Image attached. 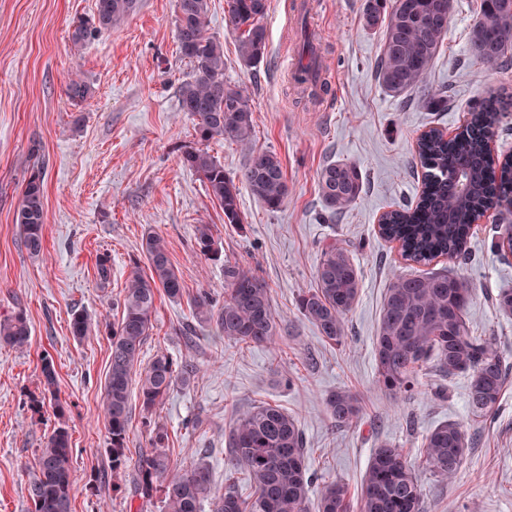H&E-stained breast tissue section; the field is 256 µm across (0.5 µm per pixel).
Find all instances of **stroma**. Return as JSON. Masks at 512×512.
Returning <instances> with one entry per match:
<instances>
[{
    "label": "stroma",
    "instance_id": "1",
    "mask_svg": "<svg viewBox=\"0 0 512 512\" xmlns=\"http://www.w3.org/2000/svg\"><path fill=\"white\" fill-rule=\"evenodd\" d=\"M363 3L269 0L267 53L247 68L239 62L237 33L224 23L226 0H209L210 32L227 61L224 77L249 94L252 151L276 153L289 187L276 209L241 189L242 221L228 224L182 155L208 151L235 179L250 151L225 139L201 140L193 120L178 109L179 88L192 68L178 50L176 0H140L123 25L81 44L71 39L72 22L92 14L95 0H0V317L24 311L32 330L28 346L0 344V512H27L36 451L61 422L71 434L72 512H126L134 472L104 478L110 341L103 330L75 340L70 320L78 310L102 326L120 320L126 279L134 263L143 262L142 239L151 230L165 238L188 298L157 300L141 362L164 352L195 372L177 381L152 414L132 399V452L149 451L148 423L163 425L176 471L204 463L215 491L230 482L242 498H251L248 473L225 466L226 435L247 409L270 403L292 415L303 433L313 492L340 481L356 496L373 448L396 444L417 465L425 436L456 422L472 445L454 478L420 472L426 512H512V376L493 414L477 420L468 404V376L448 379L430 370L412 395H392L376 384L373 352L390 279L421 270L377 228L384 212L414 206L419 198L416 138L431 127L455 134L487 91H512V66L492 70L470 59L468 35L480 0H453L444 46L425 79L448 105L427 111L417 94L395 96L378 82L383 29L365 27ZM307 41L324 66L313 91L291 79ZM77 75L91 87L80 102L65 94ZM337 161L357 167L362 191L332 217L322 209L317 174ZM37 166L44 172L47 221L44 250L33 257L21 242L15 212ZM199 224L211 225L222 260L200 256L194 239ZM503 229V221L487 218L475 225L465 259L440 258L431 267L469 281L473 333L494 337L512 366V316L494 305L501 290L512 289V252L501 245ZM331 239L350 251L361 275L339 345L326 341L296 307L298 295L315 287L321 247ZM104 253L112 264L105 285L96 271ZM228 259L268 284L280 344L230 343L195 318L190 297L205 291L223 300ZM45 354L67 403L61 418L51 408L30 407L44 396ZM339 389L362 400L356 427L331 422L326 399Z\"/></svg>",
    "mask_w": 512,
    "mask_h": 512
}]
</instances>
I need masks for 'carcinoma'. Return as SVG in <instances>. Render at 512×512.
Here are the masks:
<instances>
[{"mask_svg": "<svg viewBox=\"0 0 512 512\" xmlns=\"http://www.w3.org/2000/svg\"><path fill=\"white\" fill-rule=\"evenodd\" d=\"M225 23L239 33V59L254 67L267 50L263 18L268 0H228ZM137 8V0H96L95 12L73 21L72 40L82 43L96 33L117 27ZM451 0H364L363 21L370 29L388 13L383 55L377 68L382 87L395 96L422 92V103L438 108L443 100L423 88L427 70L441 50L448 32ZM209 0H177L176 36L181 56L192 66L191 80L180 86L179 110L195 122L200 139H226L251 152L240 180L267 207L277 209L288 195V183L280 158L271 152L252 153L253 118L247 90L224 80V46L209 33ZM512 44V0H482L471 28L469 52L489 68L507 65L506 50ZM73 101L90 94L89 85L74 78L66 86ZM512 120V95L499 92L486 97L471 112L467 123L447 137L437 128L418 139L416 153L423 169V190L413 208L385 213L382 235L400 243L405 260L428 265L439 257L463 259L480 209L499 206L512 213V162L492 156L487 144L495 130ZM182 163L199 173L209 194L224 211L228 224L241 223L239 189L224 174V165L209 152L186 151ZM324 211L342 212L360 194L357 167L331 162L318 174ZM46 221L44 177L34 170L25 183L15 223L26 251H43ZM197 249L210 258L219 254L210 225L195 230ZM147 269L136 265L127 280L122 316L109 329L110 366L105 382L103 410L108 433L110 475L129 467L137 470V495L142 505L158 500L162 512H425L421 483L403 449L382 444L374 449L365 471L359 501L352 502L348 486L335 481L311 501L313 476L307 466L305 442L295 419L277 405L264 403L246 412L230 428L227 438L229 470L245 469L255 488L252 500H244L233 485L216 492L206 465L199 463L181 473L172 472L167 452L168 432L156 425L150 431L151 450L133 456L128 446L132 385H138L143 411L162 404L174 381L185 371L165 354L156 355L138 382H133L147 337L153 329L156 300L164 295L178 302L185 293L175 271L165 239L154 231L142 240ZM224 302L216 305L207 293L191 300L200 322L236 344H273L279 336L269 288L253 271L238 262L224 260ZM360 271L350 252L336 242L322 246L316 271V287L297 298L299 312L312 321L327 341L345 339L344 318L359 296ZM473 288L446 270L398 275L384 297L374 346L377 383L392 394L415 389L420 373L432 369L443 377L470 376L469 406L476 418L491 414L503 392L507 366L493 342L475 336L466 310ZM70 331L81 341L92 333L91 317L72 314ZM31 327L22 310L0 319V343L24 346ZM41 376L50 395V406L59 418L65 402L55 391L56 369L52 358L41 360ZM339 427H353L361 419L358 396L350 390L332 393L326 402ZM422 465L436 477L452 478L469 448L465 430L457 423L437 426L425 438ZM71 436L60 425L37 449L36 472L27 486L29 512H71L74 492Z\"/></svg>", "mask_w": 512, "mask_h": 512, "instance_id": "cac0c4a2", "label": "carcinoma"}]
</instances>
